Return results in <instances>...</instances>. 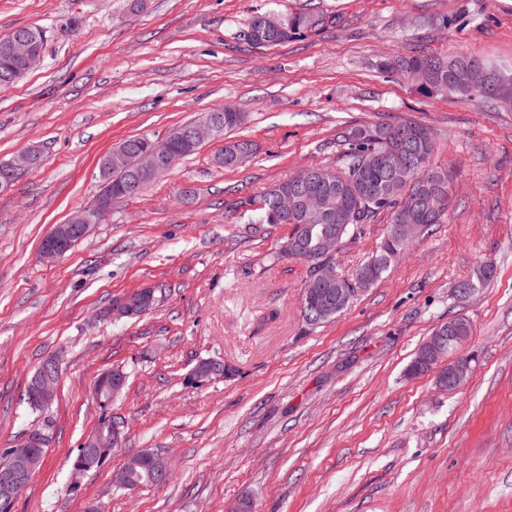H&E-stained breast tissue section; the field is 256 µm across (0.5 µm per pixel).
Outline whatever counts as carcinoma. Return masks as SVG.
Masks as SVG:
<instances>
[{
    "mask_svg": "<svg viewBox=\"0 0 512 512\" xmlns=\"http://www.w3.org/2000/svg\"><path fill=\"white\" fill-rule=\"evenodd\" d=\"M342 16L323 11H287L262 13L252 17L249 26L262 29L260 36L251 41L257 49H270L289 40L311 37L325 29L337 27ZM7 35H0V90L16 84L5 77V72L19 68V64L3 55V42ZM381 68L398 71L402 75L418 74L423 84L420 91L427 95L452 93L463 100L469 94L463 84L448 77V56L442 54L398 56L381 62ZM223 116L218 137L243 124L244 113L232 106L214 108L202 116ZM408 129L428 135L426 128L413 123L378 124L354 126L342 132L346 145L342 169L332 172L312 167L303 173L301 183L306 192L320 195L319 206L300 216H283L278 211V191L291 188L292 179L280 181L264 192L260 199H249L240 203L257 213L259 224H286L289 233L278 252V258H295L309 267L330 263L333 258L323 255L320 240L331 224L343 227L338 245L359 233L362 225L370 223L377 215L386 211L391 216L390 226L381 245L372 256L350 277L334 276L324 284L331 290L344 289L347 309L355 297L384 278L402 251L417 239L429 233L430 228L441 222L448 210V172L435 170L425 163L407 176L390 173L384 168L380 157L390 143L395 130ZM149 138L133 136L112 148V195L125 198L129 173L135 168L136 153L133 149L143 147ZM254 143L248 139H237L224 144L212 157L213 165L222 170H234L247 162L254 154ZM411 209L417 228L407 236L397 237L394 227L398 214ZM492 265L479 267L471 276L458 281L456 290L467 286L476 289L492 277Z\"/></svg>",
    "mask_w": 512,
    "mask_h": 512,
    "instance_id": "1",
    "label": "carcinoma"
}]
</instances>
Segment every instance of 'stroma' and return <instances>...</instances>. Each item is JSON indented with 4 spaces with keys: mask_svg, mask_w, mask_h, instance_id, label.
<instances>
[{
    "mask_svg": "<svg viewBox=\"0 0 512 512\" xmlns=\"http://www.w3.org/2000/svg\"><path fill=\"white\" fill-rule=\"evenodd\" d=\"M314 9L343 22L259 50L256 13ZM448 26H425V17ZM47 36L41 63L0 90V162L40 145L42 165L0 193V449L48 426L51 445L14 512H512V110L426 95L378 64L417 51L471 54L512 78V0H0V34ZM248 118L258 152L222 171L205 143L93 234L44 263L53 225L91 207L98 159L121 141L163 138L210 109ZM413 121L435 137L448 212L385 278L335 320L306 328L307 263L277 253L288 227L254 225L237 202L303 169L342 165L340 133ZM380 214L335 259L350 276L380 246ZM495 274L469 299L454 284L484 262ZM156 288L157 307L116 320L114 298ZM466 318L476 363L451 392L408 376L439 323ZM61 360L52 405L33 412L27 381ZM227 379L198 385L202 359ZM123 367L111 404L96 376ZM123 448L74 483L71 463L102 418ZM145 448L171 480L137 493L113 483ZM217 364L219 366L218 373L212 374L209 369L213 368ZM196 366H201L202 368L207 369L209 371L201 372L198 369V367H196ZM194 367H196V368H194ZM194 367H193L194 369L192 370V372L188 375V380L191 382H203V381H205L204 379L209 377L211 374L212 375L210 376V378H207V379L228 378L232 374V369L220 360L202 359L201 361L197 362Z\"/></svg>",
    "mask_w": 512,
    "mask_h": 512,
    "instance_id": "obj_1",
    "label": "stroma"
}]
</instances>
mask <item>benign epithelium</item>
<instances>
[{
	"label": "benign epithelium",
	"mask_w": 512,
	"mask_h": 512,
	"mask_svg": "<svg viewBox=\"0 0 512 512\" xmlns=\"http://www.w3.org/2000/svg\"><path fill=\"white\" fill-rule=\"evenodd\" d=\"M4 50L7 55L23 62L26 70H31L40 62L41 56L35 51L31 43L20 36H15L5 41ZM464 75L472 92H484L492 90L501 95H512V83L505 82L494 73L486 70L481 64L467 62L464 64ZM167 139H162L144 149L138 155V175L147 171L166 174L183 158V155L175 150L166 149ZM41 153L39 149L30 147L7 162V166L0 170V191L4 192L14 186L19 177L28 172L39 162ZM384 164L390 170L404 169L408 165V154L403 152V147L395 146L384 157ZM102 189L98 195L95 211L79 210L72 214L64 223L56 224L44 236L39 247L42 259L48 263H54L63 257L72 247L73 243L88 238L96 223L94 212L107 213L112 208V154L103 156L101 162ZM152 290L145 287L140 289V297L131 301L129 296H122L112 303V314L123 316L137 311L145 314L148 312L149 297ZM343 303L341 295H333L328 290H318L311 297V305L319 312L339 308ZM464 336H433L428 342V347L418 356L419 368L428 372L439 369L437 380L441 387L448 390H457L467 378V374L458 371L453 361L458 358V353L464 344ZM60 373L53 375L41 368L35 371L27 386L29 399L41 406H49L56 395V382ZM123 431L121 426L112 427V432L104 437L95 431L89 433L82 443V453L91 463H105L102 454L104 448H116L121 446ZM43 436L35 431H28L13 448L4 452V460L0 461V500L7 503L15 501L17 496L30 483L34 472L41 463L38 449L44 447ZM145 458L139 456H127L123 467L115 476L118 485L131 490L140 489V471L144 467Z\"/></svg>",
	"instance_id": "obj_1"
}]
</instances>
